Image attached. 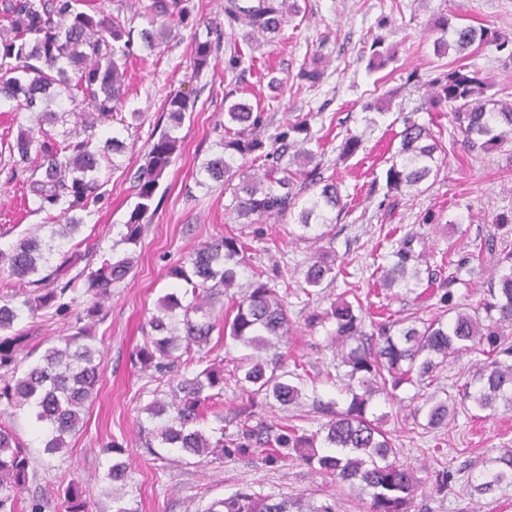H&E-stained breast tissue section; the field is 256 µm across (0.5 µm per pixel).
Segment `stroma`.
Here are the masks:
<instances>
[{"label":"stroma","mask_w":512,"mask_h":512,"mask_svg":"<svg viewBox=\"0 0 512 512\" xmlns=\"http://www.w3.org/2000/svg\"><path fill=\"white\" fill-rule=\"evenodd\" d=\"M301 11L289 17L281 38L268 42L253 34L243 42L245 25L235 28L238 47L246 57L242 70L231 73L216 66L194 74L188 47L193 39H216L224 32V0H190L194 22L173 27L156 49L134 43L127 62L125 112L140 113L136 124L126 127L98 120L93 140L104 144L110 137L124 140L128 148L103 164L99 174L103 197L82 212L80 237L112 248L113 226L125 223L137 202L133 177L142 154L159 131L157 123L170 93L192 90L195 104L187 112L178 135L182 139L176 162L167 170L156 192L153 215L137 244L127 250L137 263L123 282L113 285L105 302L108 311L93 333L103 350L102 378L81 430L69 437L66 450L55 455L43 451L40 423L32 414L0 406V424L12 427L24 440L33 458L35 474L31 493L43 496L45 512H56L58 495L77 482L86 494L90 512H112L110 486L102 475L111 462L104 446L112 441L131 454L132 482L127 498L138 512H195L196 508L249 487L265 495L301 498H335L338 512H366L361 494L342 489L324 475L288 462L267 464L258 459L218 461L213 457H187L167 450L151 453L139 422L152 400L170 401L168 386L149 380L135 354L144 343L142 323L157 312L158 301L177 288L171 267L184 262L196 247L229 231H241L230 211L231 194L200 173L202 162L220 154L224 137V96L264 107L273 125L295 116L310 115L314 134L311 148L321 162L323 176L342 179L348 211L336 225L333 248L338 275L325 293L341 294L347 283H359L375 305L399 318L415 308L412 295L400 289L376 286L372 273L387 265L388 230L415 232L420 249L431 257L447 255L449 243L475 247L495 234L496 214L512 209V154L493 151L471 153L462 145L445 149V161L437 179L421 194L402 197L395 208L380 207V195H368L373 177L383 176L385 161L395 153L403 118L429 125L434 134L447 136V108L422 107L433 78L457 66L492 77L497 99L512 104V54L495 47L462 53L433 52L428 32L430 19L448 13L456 25H484L512 38V0H298ZM381 34L397 50L393 66L378 72L366 70L364 48L372 34ZM326 61L317 87H299L296 75L313 54ZM282 79L279 95L267 87L270 78ZM393 92L388 114L367 125L364 107L386 92ZM359 135L363 148L355 156L340 159L345 135ZM35 199L26 194L22 176L7 177L0 170V248L10 247L41 224ZM443 212L446 224L419 221L425 210ZM292 224L267 222L263 231L268 247L260 260L278 287L294 284L296 270L310 255L312 245L292 238ZM293 323L288 349L293 357L318 372L330 361L326 332L306 331L300 304H291ZM70 316L20 308L18 327L30 330L43 345L66 335ZM413 387L401 390V403L378 400L375 412L390 431L401 463L432 468L440 455L453 458L462 472L448 495L435 492L432 484L419 491V512H512V488L478 495L470 488V463L498 456L512 449V411L481 420L458 416L448 429L409 435L402 421L413 408Z\"/></svg>","instance_id":"35a3bbf8"}]
</instances>
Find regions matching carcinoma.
Listing matches in <instances>:
<instances>
[{"label": "carcinoma", "mask_w": 512, "mask_h": 512, "mask_svg": "<svg viewBox=\"0 0 512 512\" xmlns=\"http://www.w3.org/2000/svg\"><path fill=\"white\" fill-rule=\"evenodd\" d=\"M80 0H0V101L14 103V109L29 112L36 124L53 125L60 117L73 114L80 126L62 132L58 140L43 132V140L26 132L8 146L10 174L29 165L33 145H38L42 163L30 170L26 190L38 202L35 212L45 214L46 223L17 241L8 251L0 249V405L33 414L44 429V452L53 454L67 447V437L80 430L83 414L98 391L101 366L99 351L91 344L92 327L84 318H105L104 299L112 285L132 272L135 258L115 247L137 242L143 220L160 180L179 150L175 132L193 106L191 93L177 91L170 96L166 128L144 154L136 176L138 202L123 224L120 239L113 241L112 256L86 275L90 299L75 314L71 333L59 338L36 360H24L40 345L29 331L15 328L19 318L13 300L24 296L32 312L55 309L70 311L66 300L71 285L56 287L70 268L96 253L93 246L80 249L73 242L82 226L74 212L86 211L101 197L98 174L101 162L125 151L117 137L104 145L93 144L88 130L90 117L97 115L125 122V64L131 51L130 32L120 15L101 10L88 13L77 8ZM144 14L152 19L186 25L191 16L188 0H146ZM299 12L297 0H225L224 24L232 29L244 23L272 38L282 35L286 15ZM429 31L436 34V52L451 48L458 52L488 43L503 50L509 38L484 27L456 26L446 15L434 18ZM385 37H373L368 67L384 68L394 52L384 46ZM217 46L210 40H196L190 56L196 71L217 65ZM321 58H312L298 73L310 85L322 78ZM493 86L475 70L458 67L434 78L427 106L450 108L454 130L470 150L490 152L512 145V105L496 99ZM59 99L72 108L61 113L49 110ZM268 126L264 111L244 100L224 97L223 155L203 164L205 174L215 182L240 181L232 188L231 210L246 224H255L253 236L262 239L260 225L270 219L283 221L295 216L298 239L318 242L330 236L347 207L339 182L311 173L302 180L281 167L288 150L296 149L292 160L315 162L317 153L306 148L313 140L309 119L297 118L264 136ZM399 146L388 159L383 200L421 192V185L437 178L440 165L436 154L443 150L430 128L408 117L397 133ZM363 147L357 135L344 138L339 158L347 159ZM250 163L253 175L240 173L237 160ZM312 191L302 206L300 195ZM66 223H60V218ZM512 218L499 215L503 233L469 250L448 245V263L432 265L414 249L420 237L407 232L391 242L390 264L380 268L382 287L400 288L419 300L422 287L438 283L441 294L436 311L424 317L420 305L407 315L391 319L363 304L359 288L348 289L329 307L306 316L305 327L313 331L332 324L329 347L332 360L324 371L311 374L307 365L289 359L284 348L292 322L288 296L308 307L320 295L317 287L336 279V256L320 248L300 270L302 280L295 288L279 292L257 262L251 245L235 234L222 236L195 249L182 264L169 271L180 287L159 299L158 314L145 324V342L137 351L141 370L155 381L166 380L174 401L155 400L144 411L148 420L160 424L147 429V447L158 442L170 452L189 456L209 455L236 460L255 455L267 464L288 461L329 475L339 487L357 489L369 496L367 512H415V500L422 487L418 471L396 460L397 448L381 418L373 412L378 394L389 402H402L398 391L410 385L414 398L422 403L413 408L414 424L425 430L448 427L459 414L482 418L499 408L512 410V243L507 224ZM60 263L52 265L55 258ZM50 272L38 279L39 267ZM251 269V280L224 312H217L224 293L235 287L240 271ZM487 272L484 297L475 308L461 302L455 285L468 286L462 278ZM353 300H348L347 296ZM224 335L243 351L232 372L241 398L239 422L224 431V417L215 413L219 426L206 432L197 428L205 411L224 404V369L214 363L187 376L181 369L201 365L212 333ZM467 354L480 359L468 367L467 380L439 387L441 370L456 364ZM336 386V396L321 398L319 379ZM311 391L312 408L324 419L319 429L308 431L288 423H272L256 408L278 404L298 405ZM116 458L104 479L121 487L130 484V464L119 459L125 453L112 448ZM31 452L9 427L0 424V512H44L41 499L23 502L22 492L30 474ZM459 470L453 462L439 463L435 470V491L453 490ZM474 491L483 495L512 486V450H504L481 463ZM63 512H89V504L75 483L62 489ZM195 512H336V501L274 497L251 488L239 489Z\"/></svg>", "instance_id": "obj_1"}]
</instances>
